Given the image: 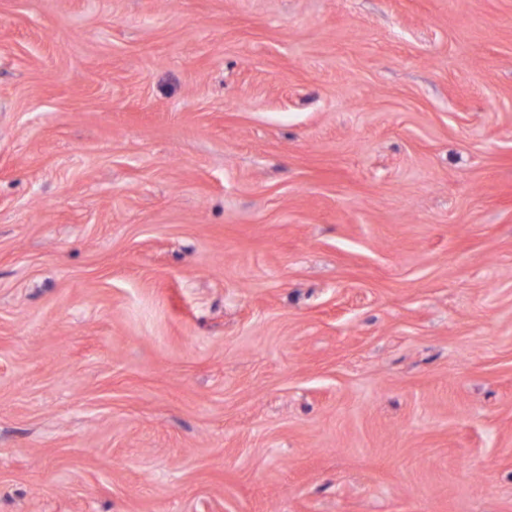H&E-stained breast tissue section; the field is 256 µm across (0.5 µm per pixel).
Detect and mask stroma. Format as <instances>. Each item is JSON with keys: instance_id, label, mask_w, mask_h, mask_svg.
Segmentation results:
<instances>
[{"instance_id": "stroma-1", "label": "stroma", "mask_w": 512, "mask_h": 512, "mask_svg": "<svg viewBox=\"0 0 512 512\" xmlns=\"http://www.w3.org/2000/svg\"><path fill=\"white\" fill-rule=\"evenodd\" d=\"M0 512H512V0H0Z\"/></svg>"}]
</instances>
